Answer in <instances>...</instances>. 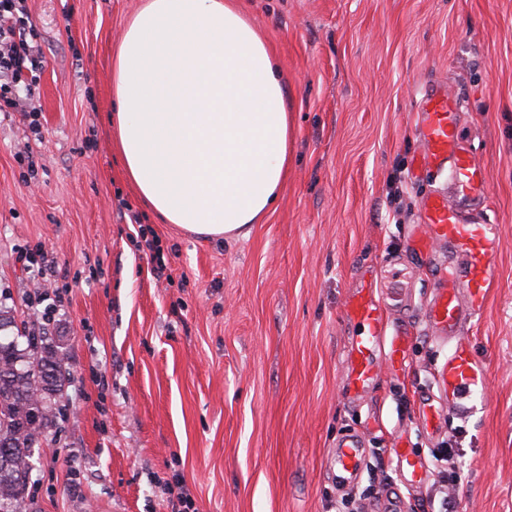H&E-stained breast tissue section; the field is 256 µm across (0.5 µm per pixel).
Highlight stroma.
<instances>
[{"mask_svg": "<svg viewBox=\"0 0 512 512\" xmlns=\"http://www.w3.org/2000/svg\"><path fill=\"white\" fill-rule=\"evenodd\" d=\"M145 0H27L44 66L38 127L0 112V304L20 320L65 308L47 328L71 373L58 434L33 451L30 512H171L180 474L200 512H329L337 438L363 430L357 492L382 493L394 432L429 455L415 407L447 350L425 332L431 283L406 247L425 197L445 180L417 169L412 116L444 85L462 102L461 146L488 173L499 226L485 313L468 331L489 371L484 407L446 418L458 443L461 512H512V0H238L288 78L296 129L288 177L248 237L205 239L162 223L127 180L112 141V57ZM138 213L170 279L129 238ZM45 249L56 278L23 254ZM406 289L405 369L360 403L345 391L362 281Z\"/></svg>", "mask_w": 512, "mask_h": 512, "instance_id": "obj_1", "label": "stroma"}]
</instances>
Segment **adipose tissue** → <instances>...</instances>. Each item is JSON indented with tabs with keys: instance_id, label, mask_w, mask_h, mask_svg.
Masks as SVG:
<instances>
[{
	"instance_id": "1",
	"label": "adipose tissue",
	"mask_w": 512,
	"mask_h": 512,
	"mask_svg": "<svg viewBox=\"0 0 512 512\" xmlns=\"http://www.w3.org/2000/svg\"><path fill=\"white\" fill-rule=\"evenodd\" d=\"M287 96L266 40L235 0H146L114 55L112 135L163 223L245 237L288 176Z\"/></svg>"
}]
</instances>
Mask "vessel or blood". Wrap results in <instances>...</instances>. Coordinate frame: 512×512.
I'll return each instance as SVG.
<instances>
[{"label":"vessel or blood","mask_w":512,"mask_h":512,"mask_svg":"<svg viewBox=\"0 0 512 512\" xmlns=\"http://www.w3.org/2000/svg\"><path fill=\"white\" fill-rule=\"evenodd\" d=\"M461 102L446 90H430L422 98L415 126L423 150L419 168L448 170V189L428 196L421 223L412 225L409 247L432 277L423 307L425 331L448 352L431 375V388L417 406L429 435L439 431L443 413L466 421L484 400L488 379L486 364L472 352L468 327L482 316L493 281L492 260L499 239L486 210L473 201L485 198L487 173L463 151L457 136ZM389 308L373 292L360 290L345 302V313L358 329L345 356L348 386L355 395L369 391L382 371L397 372L407 360L412 327L388 316ZM395 485L380 496L378 512H409L404 490L422 485L428 475L423 458L410 452L403 440L393 444ZM366 455L365 436L353 432L337 443L330 470L337 483L353 486Z\"/></svg>","instance_id":"vessel-or-blood-1"}]
</instances>
